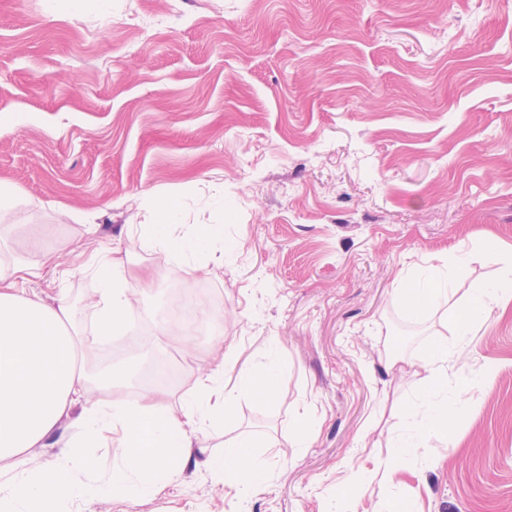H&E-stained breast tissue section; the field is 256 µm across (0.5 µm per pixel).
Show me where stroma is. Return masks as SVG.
I'll use <instances>...</instances> for the list:
<instances>
[{
  "instance_id": "35a3bbf8",
  "label": "stroma",
  "mask_w": 512,
  "mask_h": 512,
  "mask_svg": "<svg viewBox=\"0 0 512 512\" xmlns=\"http://www.w3.org/2000/svg\"><path fill=\"white\" fill-rule=\"evenodd\" d=\"M0 182L17 195L0 260L52 255L24 290L65 294L84 366H132L118 397L175 354L173 408L216 365L232 380L279 362L278 399L242 398L205 441L274 444L259 493L191 466L154 499L64 512H512V304L457 357L471 405L453 434L366 478L408 435L420 355L450 334L404 314V277L488 238L512 256V0H0ZM167 196L180 224L223 225L231 262L192 273L146 242V205ZM101 248L144 320L109 355L83 339ZM193 288L223 311L222 342L158 340Z\"/></svg>"
}]
</instances>
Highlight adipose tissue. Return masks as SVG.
Masks as SVG:
<instances>
[{
  "mask_svg": "<svg viewBox=\"0 0 512 512\" xmlns=\"http://www.w3.org/2000/svg\"><path fill=\"white\" fill-rule=\"evenodd\" d=\"M180 212L177 198L152 200L142 234L184 260L212 259L223 225L183 231ZM51 261L47 253L34 264L0 265V460L9 461L11 472L0 482V512H58L66 502L154 496L176 471L197 463L229 479L241 496H252L263 475L252 455V438L239 437L223 454L208 456L200 440L240 397L276 400L275 363L245 371L231 386L225 384L222 369H213L197 380L175 411L164 407L150 389L138 404L112 397L109 381L101 385L104 399L91 401L92 380L77 365L68 302L61 298L50 305L18 292L19 284L42 278ZM92 265L99 280L92 302L93 339L107 344L126 329L130 290L121 260L106 255L94 258ZM70 415L76 418L78 437L66 442L56 462L30 467V450L46 447ZM106 428L122 432L127 446L112 471L99 474L91 449Z\"/></svg>",
  "mask_w": 512,
  "mask_h": 512,
  "instance_id": "adipose-tissue-1",
  "label": "adipose tissue"
}]
</instances>
